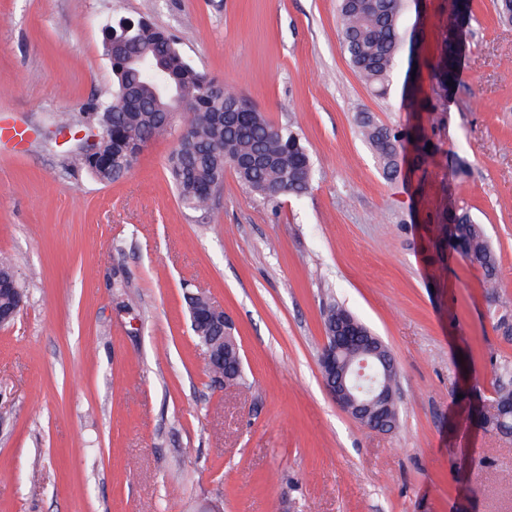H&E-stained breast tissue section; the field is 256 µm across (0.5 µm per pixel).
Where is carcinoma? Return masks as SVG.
<instances>
[{"mask_svg":"<svg viewBox=\"0 0 512 512\" xmlns=\"http://www.w3.org/2000/svg\"><path fill=\"white\" fill-rule=\"evenodd\" d=\"M408 0H339V20L343 45L350 62L362 81L377 96L388 95L401 66L405 41L403 18ZM460 15L452 8L448 25L440 32L439 54L433 66L436 83V101L424 105L409 96L410 105L424 106L436 112L448 101L461 64L458 50ZM112 35L124 40L132 51H143L149 59L161 62L163 69L142 74L122 60L110 62L114 95L99 104L97 120L107 117L112 121V137L102 147L107 163L94 164L75 156L83 167L100 183L110 184L128 173L122 157L127 151L138 154L142 146L161 134H169L173 127L163 122V113L155 110L153 94L162 86L189 91L197 99V112L188 121L191 146L185 138L177 143L169 157L168 172L178 199L186 208L199 211L207 207L213 189L221 188L224 165L250 154H265L270 158L266 166L237 170L239 181L251 192L274 202L282 196H301L308 191L315 169L298 133L291 128H277L255 109L240 112L238 122L224 128V135L215 136L209 112L207 84L214 78L187 62L173 38L165 31L141 20L120 17L112 21ZM362 134L372 145L383 163L386 173L395 175L403 135L367 120L362 123ZM438 223L447 227L448 247L461 254L482 272V283L489 294L498 288V258L483 228L464 210L445 207ZM355 319L348 310L331 305L324 314L325 330ZM377 345V336L363 323L352 346L337 353V361L346 365L361 347ZM493 370V411L479 413L480 425L502 437H512V361L490 359ZM374 389L364 394L373 399L383 390L393 393L390 428L398 425V369L377 362Z\"/></svg>","mask_w":512,"mask_h":512,"instance_id":"1","label":"carcinoma"}]
</instances>
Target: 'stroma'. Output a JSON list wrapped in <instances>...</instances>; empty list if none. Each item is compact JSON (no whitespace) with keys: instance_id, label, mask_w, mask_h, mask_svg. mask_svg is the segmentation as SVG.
<instances>
[{"instance_id":"35a3bbf8","label":"stroma","mask_w":512,"mask_h":512,"mask_svg":"<svg viewBox=\"0 0 512 512\" xmlns=\"http://www.w3.org/2000/svg\"><path fill=\"white\" fill-rule=\"evenodd\" d=\"M451 0H410L401 74L434 95ZM143 18L184 58L293 125L316 170L271 203L232 170L206 213L168 177L176 138L103 185L74 156L114 91L102 27ZM446 106L374 95L339 37L337 0H0V255L25 293L0 327V512H512V438L486 431L492 357L512 336L481 271L444 248L451 205L484 225L512 309V24L471 0ZM418 128L386 178L359 120ZM470 173L453 178L456 155ZM129 282L121 309L114 270ZM223 308L245 388L215 385L185 292ZM352 312L390 349L399 423L362 426L327 392L323 311ZM469 371L461 373L459 361Z\"/></svg>"}]
</instances>
